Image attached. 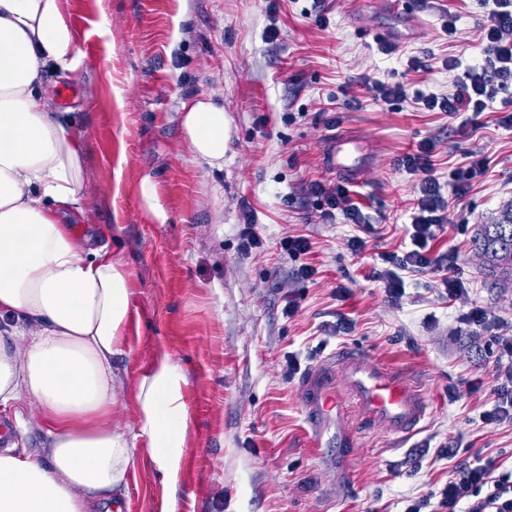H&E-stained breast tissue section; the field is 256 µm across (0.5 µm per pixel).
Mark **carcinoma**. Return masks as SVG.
<instances>
[{
    "mask_svg": "<svg viewBox=\"0 0 512 512\" xmlns=\"http://www.w3.org/2000/svg\"><path fill=\"white\" fill-rule=\"evenodd\" d=\"M475 250L499 282L512 284V204L481 225Z\"/></svg>",
    "mask_w": 512,
    "mask_h": 512,
    "instance_id": "cac0c4a2",
    "label": "carcinoma"
}]
</instances>
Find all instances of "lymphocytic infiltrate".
Wrapping results in <instances>:
<instances>
[{
    "label": "lymphocytic infiltrate",
    "mask_w": 512,
    "mask_h": 512,
    "mask_svg": "<svg viewBox=\"0 0 512 512\" xmlns=\"http://www.w3.org/2000/svg\"><path fill=\"white\" fill-rule=\"evenodd\" d=\"M487 11L484 27L486 46L481 63L470 67L454 88L446 94L410 92L397 82L369 83L373 99L381 104L414 97L416 104L430 112H483L500 90L512 84V0H481ZM433 146L421 141L414 152L405 154L401 165L409 171L423 172L417 186L411 213L409 243L402 250L381 253V269L374 278L382 283L389 302L400 303L406 293L405 274L431 272L439 277L438 286L446 296L456 299L467 290L459 273V255L449 249L432 254L436 231L448 221V198L441 192L434 176ZM309 192L320 204L323 221L343 216L348 223H365L366 217L351 197L348 185L312 183ZM501 352L508 363L496 371V400L487 421L512 424V333L499 335ZM403 512H512V469L475 458L458 463L438 492L407 500Z\"/></svg>",
    "instance_id": "1"
}]
</instances>
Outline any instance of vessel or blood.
I'll use <instances>...</instances> for the list:
<instances>
[{
	"label": "vessel or blood",
	"instance_id": "obj_1",
	"mask_svg": "<svg viewBox=\"0 0 512 512\" xmlns=\"http://www.w3.org/2000/svg\"><path fill=\"white\" fill-rule=\"evenodd\" d=\"M356 146L354 136L336 134L324 157L334 174L352 183L362 181L369 168L368 163L354 156ZM338 366L351 395L391 435L404 436L426 419L429 404L425 396L392 368L352 351L341 356ZM329 379L328 372H313L303 388V408L317 446L322 443L325 421L342 412L340 400L328 391Z\"/></svg>",
	"mask_w": 512,
	"mask_h": 512
}]
</instances>
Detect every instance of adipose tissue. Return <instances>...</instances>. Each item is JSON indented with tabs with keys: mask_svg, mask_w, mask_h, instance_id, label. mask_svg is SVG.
Instances as JSON below:
<instances>
[{
	"mask_svg": "<svg viewBox=\"0 0 512 512\" xmlns=\"http://www.w3.org/2000/svg\"><path fill=\"white\" fill-rule=\"evenodd\" d=\"M0 408L46 438L44 459L0 450V512H112L140 453L162 478L184 454L185 377L157 353L137 385L136 422L112 419L115 357L125 354L132 307L123 259L75 224L84 215L85 140L57 111L44 73L84 60L62 0H0ZM181 124L196 158L224 163L228 119L210 100L183 102Z\"/></svg>",
	"mask_w": 512,
	"mask_h": 512,
	"instance_id": "1",
	"label": "adipose tissue"
}]
</instances>
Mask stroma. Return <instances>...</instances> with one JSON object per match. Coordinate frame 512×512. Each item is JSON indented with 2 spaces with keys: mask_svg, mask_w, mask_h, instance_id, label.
I'll return each instance as SVG.
<instances>
[{
  "mask_svg": "<svg viewBox=\"0 0 512 512\" xmlns=\"http://www.w3.org/2000/svg\"><path fill=\"white\" fill-rule=\"evenodd\" d=\"M62 8L84 63L70 76L49 70L44 79L85 137L83 177L94 195L82 226L132 274L129 352L113 361L119 423L133 426L137 376L158 349L186 378L190 430L178 475L163 481L140 456L123 512L171 504L177 512H400L403 499L447 483L452 461L512 463V426L483 419L505 361L495 333L455 322L478 304L512 326V287L494 279L473 246L480 225L512 203V128L498 123L512 85L481 114L451 116L411 99L376 104L364 84L449 92L482 55L478 0H405L412 31L383 0H62ZM319 14L326 26L315 24ZM448 14L456 19L453 38L442 29ZM104 15L108 38L94 31ZM383 41L396 53L381 54ZM413 57L426 68L409 69ZM449 57L457 63L451 71L442 66ZM198 97L223 105L229 120L219 168L197 160L183 134L181 104ZM339 128L373 149L354 186L364 225L340 216L323 222L308 192L311 182L337 180L323 157ZM426 139L443 193L451 191L450 171L469 156L487 161L469 193L452 200L432 243L436 252L457 250L469 293L451 301L432 273L410 274L395 306L373 272L379 253L404 245L423 175L399 160ZM146 176L165 223L145 210ZM248 220L261 244L247 252ZM290 235L311 243L301 259L281 248ZM355 235L367 242L357 256L347 247ZM302 262L317 270L310 281L293 276ZM342 316L353 326L337 336ZM340 350L419 383L430 415L418 430L402 439L388 434L347 401L337 373L331 389L344 412L326 435L343 433V445L313 446L303 381ZM475 378L482 385L469 390Z\"/></svg>",
  "mask_w": 512,
  "mask_h": 512,
  "instance_id": "stroma-1",
  "label": "stroma"
}]
</instances>
